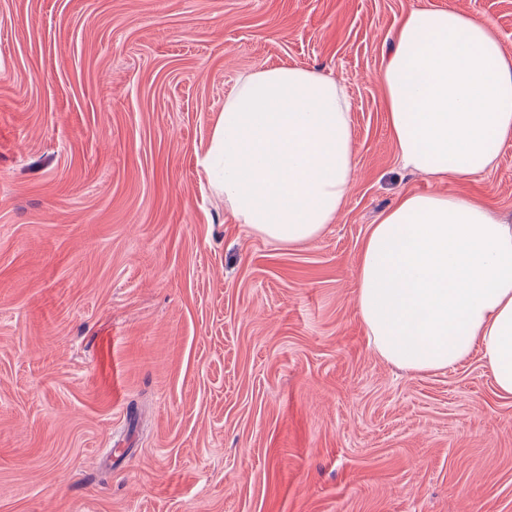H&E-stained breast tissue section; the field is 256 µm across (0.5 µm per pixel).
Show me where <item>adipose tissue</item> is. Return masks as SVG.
<instances>
[{"instance_id":"adipose-tissue-1","label":"adipose tissue","mask_w":512,"mask_h":512,"mask_svg":"<svg viewBox=\"0 0 512 512\" xmlns=\"http://www.w3.org/2000/svg\"><path fill=\"white\" fill-rule=\"evenodd\" d=\"M403 168L435 181L491 169L512 141V56L491 21L453 9L401 17L381 71ZM351 104L336 79L301 67L242 75L200 164L237 223L288 246L341 210L355 166ZM357 301L376 353L416 373L480 352L512 396V225L465 194L408 192L372 225Z\"/></svg>"}]
</instances>
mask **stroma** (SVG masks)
Segmentation results:
<instances>
[{
    "instance_id": "1",
    "label": "stroma",
    "mask_w": 512,
    "mask_h": 512,
    "mask_svg": "<svg viewBox=\"0 0 512 512\" xmlns=\"http://www.w3.org/2000/svg\"><path fill=\"white\" fill-rule=\"evenodd\" d=\"M512 0H0V512H512V397L479 354L383 360L356 271L400 194L512 220V144L404 170L380 73L409 9ZM336 78L344 206L288 248L236 223L198 163L238 78Z\"/></svg>"
}]
</instances>
